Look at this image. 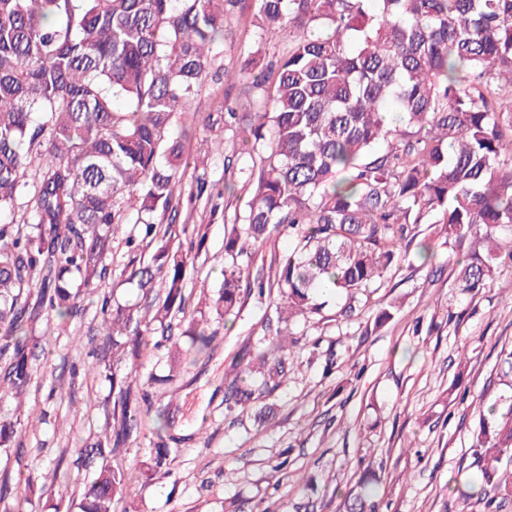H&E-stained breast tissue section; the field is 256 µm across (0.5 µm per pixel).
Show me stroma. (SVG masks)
Masks as SVG:
<instances>
[{
    "label": "stroma",
    "mask_w": 512,
    "mask_h": 512,
    "mask_svg": "<svg viewBox=\"0 0 512 512\" xmlns=\"http://www.w3.org/2000/svg\"><path fill=\"white\" fill-rule=\"evenodd\" d=\"M252 13L247 7L228 15L208 80L174 115L175 125L188 130L190 164L172 199L187 230L172 245L185 250L197 231L206 234L205 258L186 273L196 312L208 311L224 280V234L249 197L246 146L229 139L222 113L252 109L260 100L245 82H225L224 73L255 54L277 61L289 48L284 37L260 40ZM205 138L223 142V150L198 153ZM202 179L212 192L198 201ZM445 238L444 225H418L415 240L437 250L435 266L397 265L352 321L337 319L343 299L336 296L314 327L291 322L290 332L301 336L294 368L269 398L274 415L263 426L250 415L230 423L224 411L231 362L269 303L249 295L239 316L218 328L211 351L188 358L174 383L154 396V409L170 412L168 434L178 452L167 473H148L160 438L146 418L120 460L136 481L114 512H286L302 497L307 477L318 487L317 512H339L340 492L368 467L379 477L378 512H512V499L500 508L465 505L447 490L449 476L472 461L480 416L512 404V373L503 374L500 362L501 351L512 348V266L500 267L478 294L462 293ZM128 258L124 238L115 239L114 273L97 285L123 305L141 300L120 275ZM79 299L82 317L33 324L42 350L32 362V384L0 402V422L14 424L25 444L21 455H0V482L10 486L0 512H80L89 473L76 461L104 427L109 385L92 368L96 294ZM384 308L393 317L375 326ZM283 460L287 469L275 471Z\"/></svg>",
    "instance_id": "obj_1"
}]
</instances>
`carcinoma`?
<instances>
[{
  "instance_id": "obj_1",
  "label": "carcinoma",
  "mask_w": 512,
  "mask_h": 512,
  "mask_svg": "<svg viewBox=\"0 0 512 512\" xmlns=\"http://www.w3.org/2000/svg\"><path fill=\"white\" fill-rule=\"evenodd\" d=\"M244 0H0V388L19 393L39 348L29 326L50 309L82 315L74 288L112 275V240L124 224L156 244L132 255L127 280L152 300V316L100 301L98 374L109 383V429L85 446L77 469L95 468L81 512H113L132 476L117 464L151 412L149 393L119 373L150 347H177L186 318L188 254L169 243V210L184 163L171 118L205 81L224 17ZM259 38L288 33L276 65L253 56L239 77L262 112L227 109L224 127L246 134L249 199L224 236V282L212 308L238 316L244 297L277 300L232 366L225 412H243L293 369L296 341L282 328L320 315L339 293L348 322L366 292L407 257L418 224L448 225L457 286L477 293L503 257L512 260V0H252ZM124 102V108L116 106ZM32 222L13 230L16 210ZM274 231L295 241L250 275ZM163 291H154L156 276ZM185 352L216 332L187 318ZM22 453L0 424V452ZM174 449L154 448L151 469ZM472 475L448 480L458 499L512 491L498 477L512 458V404L481 416ZM378 486L359 478L346 512H376Z\"/></svg>"
}]
</instances>
